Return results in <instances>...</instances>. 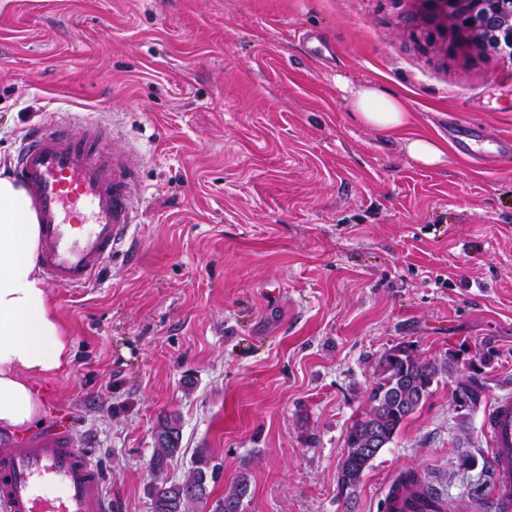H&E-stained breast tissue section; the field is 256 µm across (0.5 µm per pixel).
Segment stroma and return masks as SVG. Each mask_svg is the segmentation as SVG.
<instances>
[{"label": "stroma", "mask_w": 512, "mask_h": 512, "mask_svg": "<svg viewBox=\"0 0 512 512\" xmlns=\"http://www.w3.org/2000/svg\"><path fill=\"white\" fill-rule=\"evenodd\" d=\"M373 83L412 117L362 124ZM140 160L131 238L100 279L51 287L72 362L45 380L105 476L112 512H151L153 430L179 416L184 479L211 453L214 496L244 512H382L399 473L444 512L489 457L485 410L461 440L453 380L337 497L349 426L379 358L495 356L486 404L512 395V59L457 47L422 0H0V166L33 129L85 122ZM483 138L458 151L454 129ZM444 144L425 165L406 148ZM249 491V483L246 475H241L238 480L229 488L224 490V494L217 499H213L208 512H241L243 499Z\"/></svg>", "instance_id": "1"}]
</instances>
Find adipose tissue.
Returning a JSON list of instances; mask_svg holds the SVG:
<instances>
[{
  "mask_svg": "<svg viewBox=\"0 0 512 512\" xmlns=\"http://www.w3.org/2000/svg\"><path fill=\"white\" fill-rule=\"evenodd\" d=\"M366 125L397 131L411 116L402 99L377 86L354 90ZM39 224L26 188L0 169V431H31L45 413L37 382L63 372L70 338L38 275Z\"/></svg>",
  "mask_w": 512,
  "mask_h": 512,
  "instance_id": "adipose-tissue-1",
  "label": "adipose tissue"
}]
</instances>
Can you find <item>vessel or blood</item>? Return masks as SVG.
<instances>
[{"mask_svg":"<svg viewBox=\"0 0 512 512\" xmlns=\"http://www.w3.org/2000/svg\"><path fill=\"white\" fill-rule=\"evenodd\" d=\"M102 134L87 124L81 135L62 127L30 136L17 173L30 194L41 227L39 260L48 282L82 288L96 281L133 223L137 162L101 148ZM61 417L26 435L0 437V512H101L104 476ZM494 473L492 498L499 512H512V396L498 398L485 422ZM55 483L60 497L38 493ZM394 512H431L433 498H408L399 483L387 491Z\"/></svg>","mask_w":512,"mask_h":512,"instance_id":"b4317fda","label":"vessel or blood"}]
</instances>
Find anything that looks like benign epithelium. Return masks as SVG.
I'll return each mask as SVG.
<instances>
[{
  "instance_id": "obj_1",
  "label": "benign epithelium",
  "mask_w": 512,
  "mask_h": 512,
  "mask_svg": "<svg viewBox=\"0 0 512 512\" xmlns=\"http://www.w3.org/2000/svg\"><path fill=\"white\" fill-rule=\"evenodd\" d=\"M433 17L450 22L451 36L459 47L471 45V37L478 34L476 44L512 58V0H423ZM471 389L459 385L456 392L457 412L471 411Z\"/></svg>"
}]
</instances>
